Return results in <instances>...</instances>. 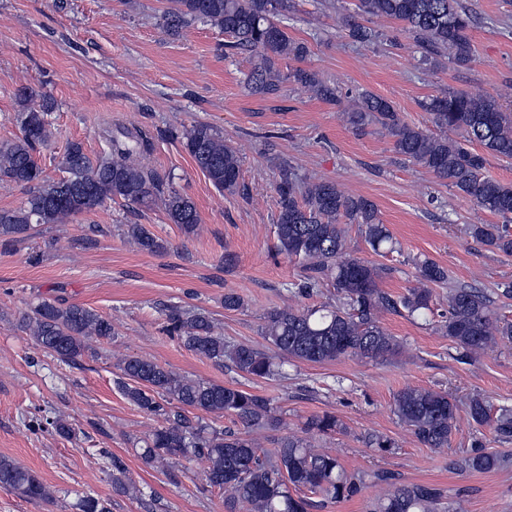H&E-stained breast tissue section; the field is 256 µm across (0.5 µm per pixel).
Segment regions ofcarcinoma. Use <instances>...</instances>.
Segmentation results:
<instances>
[{
	"instance_id": "carcinoma-1",
	"label": "carcinoma",
	"mask_w": 512,
	"mask_h": 512,
	"mask_svg": "<svg viewBox=\"0 0 512 512\" xmlns=\"http://www.w3.org/2000/svg\"><path fill=\"white\" fill-rule=\"evenodd\" d=\"M296 11V0H170L162 20L167 32L177 36L196 23L208 24L229 37L228 50L257 54V63L247 74L246 87L253 93L275 94L285 81L298 82L319 98L337 101L336 88L315 72L295 68L283 73L275 59L299 60L305 45L291 40L286 22ZM355 13L363 18H388L402 24L430 63L448 55L460 67L474 57L470 31L473 17L457 0H356ZM341 27L359 43H371L378 33L343 16ZM22 111L17 115L21 136L0 144V177L28 189L24 207L0 210L3 246L31 236L37 224H58L72 214L89 211L106 201L149 208L161 200L171 223L185 235L197 230L200 218L192 201L155 174L145 170L138 158L152 150V137L141 128L107 124L101 137L108 150L91 160L79 143L69 145L63 166L67 176L50 181L35 159L37 146L50 135L49 116L54 101L24 87L19 91ZM39 100L36 106L28 102ZM438 129L433 133L401 121L393 105L373 93L353 100L347 121L358 130L375 125L393 138V150L404 160L418 165L446 182L448 189L463 195L481 210L501 220L499 224H472L474 239L506 255H512V183L483 174L485 155L512 160V113L494 97H475L465 90H448L421 102ZM453 132L462 138L448 137ZM475 143L477 153L463 146ZM185 146L197 167L220 192L235 195L241 190V158L224 137L207 124L186 134ZM275 233L277 254L303 262L304 275L286 284L289 293L306 299L322 288L335 291L333 303L302 309L270 311L263 337L289 359L323 363L340 357L384 359L396 353L399 344L380 325L384 312L406 311L408 315L434 312V294L429 285L448 283V270L432 260L416 263L420 286L395 298L378 288L382 268L353 254L348 229L358 231L377 254L395 249L392 235L369 199L354 197L329 182L305 183L290 168L281 169L276 187ZM127 236L143 251L160 253L165 242L144 224L127 225ZM442 328L463 355L477 354L499 343H512V320L494 316L491 300L476 288L448 289V308L441 311ZM167 331L185 348L222 367L228 363L237 372L267 379L276 375L273 358L252 345L228 341L217 334L208 317L192 314L178 306L167 309ZM35 345L67 365H77L90 350L92 337H112V321L82 304L42 300L21 319ZM117 384L124 396L158 426L143 440L142 459L153 464L168 456L208 463L207 487L224 492L225 512H310L316 501L340 502L359 495L363 479L342 469L336 456L313 450L296 435L283 437L273 453L255 446L248 429L261 428L274 420L267 398L235 386L193 379L142 357L129 356L121 362ZM208 415H230L246 431L217 428L192 422L184 410ZM455 400L445 391L406 388L395 400L394 413L416 439L428 448H446L457 430ZM466 413L478 427H489L500 439H512V407L492 412V406L476 395ZM33 431L51 427L70 438L74 429L60 419L34 416ZM336 415L325 413L308 419L305 430L319 434L336 431ZM112 484L128 490L126 465L108 450L101 451ZM499 457L486 452L476 439L467 456L454 462L461 470L487 471ZM0 486L27 500H48L50 492L40 478L19 462L0 457ZM442 491L432 484H399L373 503V512H439ZM79 512H110L100 498L85 494L78 498Z\"/></svg>"
}]
</instances>
